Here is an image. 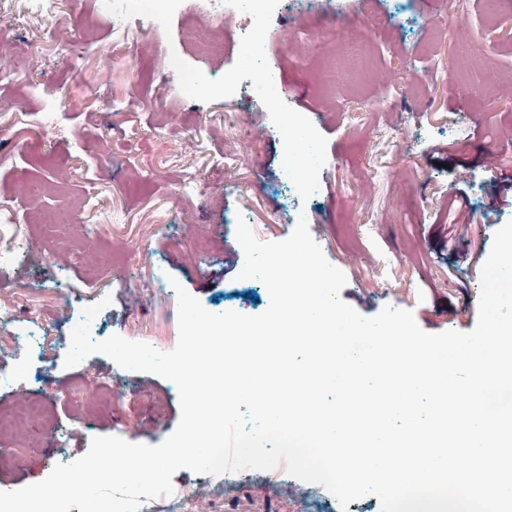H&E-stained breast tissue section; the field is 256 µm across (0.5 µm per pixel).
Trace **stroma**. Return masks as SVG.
<instances>
[{
  "label": "stroma",
  "instance_id": "obj_1",
  "mask_svg": "<svg viewBox=\"0 0 512 512\" xmlns=\"http://www.w3.org/2000/svg\"><path fill=\"white\" fill-rule=\"evenodd\" d=\"M352 0L349 17L366 61L341 86L319 83L320 62L285 53L281 38L299 28L328 31L334 15L315 9L286 13L268 26V55L280 97L247 112L225 97L224 76L249 64L242 50L246 15L224 22L220 0H184L185 12L147 28L97 19L99 0H60L68 25L46 40L40 20L13 27L0 21V43L13 65L0 64V208L28 212L30 255L0 273V311L41 316L37 365L48 385L52 423L0 442L13 459L0 476L24 487L45 479L53 449L84 455L92 438L121 428L128 441L156 445L180 418L175 385L157 375L121 369L94 354L64 368L75 303L111 302L99 321L114 334L173 349L179 338L174 288L154 287L163 266L202 306L231 302L258 315L269 306L265 285L239 280L244 254L231 217L244 210L255 237L288 238L293 213L306 214L325 258L344 272L340 297L371 317L387 305L412 312L429 333L467 332L478 318L482 266L466 251H490L495 233L512 221V187L490 196L489 159L512 169V0ZM400 18L399 31L368 28L367 16ZM209 28L224 51L200 55L183 36ZM83 52L70 59L68 48ZM174 51L202 67L211 88L179 97L156 75L158 52ZM446 72L433 75L434 60ZM41 83L60 84L74 100L60 128L42 132ZM307 114L325 166L314 196L293 197L285 183L277 112ZM204 192L184 190L186 180ZM44 184L28 199L18 184ZM467 234L456 251L442 247L449 227ZM182 245L172 251L169 238ZM65 282L71 301L54 291ZM266 470L229 473L224 486L200 496L208 512H382L367 496L341 508L323 486Z\"/></svg>",
  "mask_w": 512,
  "mask_h": 512
}]
</instances>
